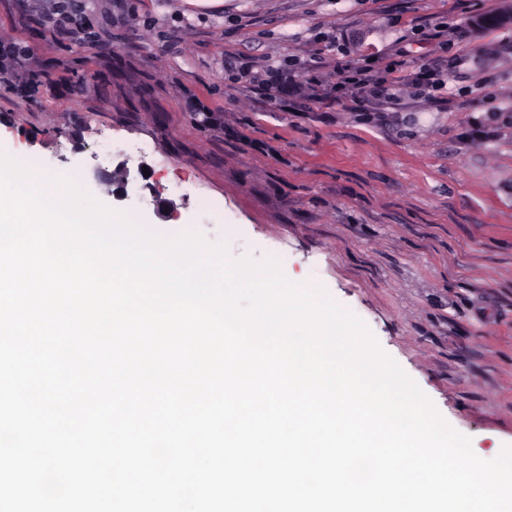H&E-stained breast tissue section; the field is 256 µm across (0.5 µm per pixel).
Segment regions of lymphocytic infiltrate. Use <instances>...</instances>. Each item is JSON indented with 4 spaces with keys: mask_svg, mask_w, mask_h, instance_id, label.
Instances as JSON below:
<instances>
[{
    "mask_svg": "<svg viewBox=\"0 0 512 512\" xmlns=\"http://www.w3.org/2000/svg\"><path fill=\"white\" fill-rule=\"evenodd\" d=\"M403 66L397 59L382 64L366 57L338 63L335 82L322 94L315 91L318 76L300 81L294 68L284 65L266 64L257 71L248 67L242 76L246 85L264 90L271 101L287 104L294 111L307 112L312 103L330 101L367 119L377 113L399 111L406 94L431 99L446 89L440 64L424 63L408 73Z\"/></svg>",
    "mask_w": 512,
    "mask_h": 512,
    "instance_id": "lymphocytic-infiltrate-1",
    "label": "lymphocytic infiltrate"
}]
</instances>
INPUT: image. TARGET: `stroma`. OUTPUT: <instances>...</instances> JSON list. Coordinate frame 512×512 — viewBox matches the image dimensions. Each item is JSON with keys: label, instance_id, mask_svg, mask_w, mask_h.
<instances>
[{"label": "stroma", "instance_id": "1", "mask_svg": "<svg viewBox=\"0 0 512 512\" xmlns=\"http://www.w3.org/2000/svg\"><path fill=\"white\" fill-rule=\"evenodd\" d=\"M78 2L95 42L53 32L52 0H0V42L26 49L23 79L0 85V138L160 234L191 224L231 256L316 281L477 456L512 447V116L479 143L468 131L486 114L461 106L480 82L512 98V0H131L130 14ZM440 29L466 40L440 49ZM399 48L410 68L448 57L452 98L409 95L367 122L230 89L231 63L313 60L329 81L341 59ZM104 135L151 148L94 158Z\"/></svg>", "mask_w": 512, "mask_h": 512}]
</instances>
